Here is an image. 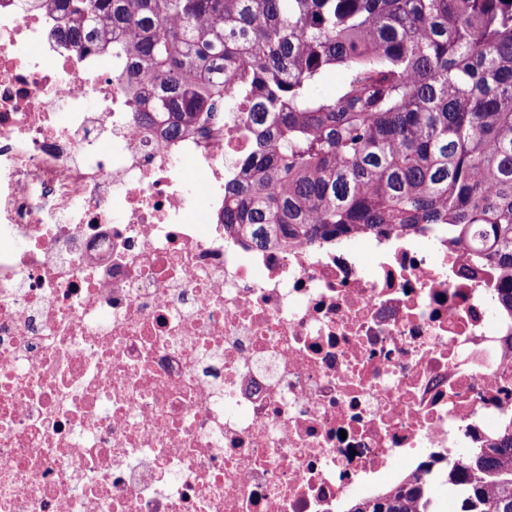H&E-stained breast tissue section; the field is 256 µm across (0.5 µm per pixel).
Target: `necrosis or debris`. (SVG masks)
Segmentation results:
<instances>
[{
	"label": "necrosis or debris",
	"instance_id": "1",
	"mask_svg": "<svg viewBox=\"0 0 512 512\" xmlns=\"http://www.w3.org/2000/svg\"><path fill=\"white\" fill-rule=\"evenodd\" d=\"M62 20L0 0V512H342L512 421L492 266L439 226L255 246L238 118L139 124Z\"/></svg>",
	"mask_w": 512,
	"mask_h": 512
}]
</instances>
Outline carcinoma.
<instances>
[{
  "mask_svg": "<svg viewBox=\"0 0 512 512\" xmlns=\"http://www.w3.org/2000/svg\"><path fill=\"white\" fill-rule=\"evenodd\" d=\"M58 37L112 41L179 136L219 107L250 150L224 226L263 245L448 228L478 235L512 311V0H49ZM342 77L334 92L320 84ZM460 512H512V423L466 455ZM413 475L347 512H436Z\"/></svg>",
  "mask_w": 512,
  "mask_h": 512,
  "instance_id": "obj_1",
  "label": "carcinoma"
}]
</instances>
